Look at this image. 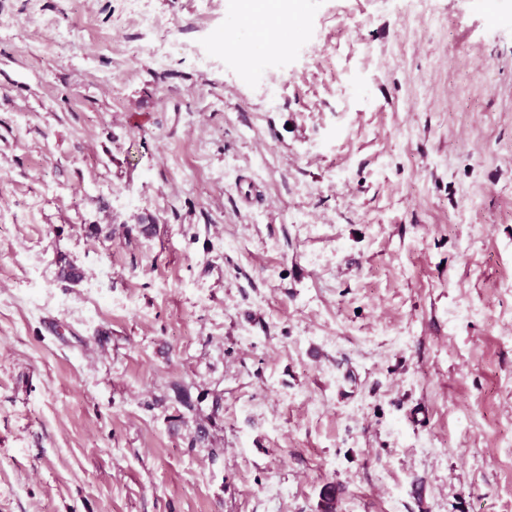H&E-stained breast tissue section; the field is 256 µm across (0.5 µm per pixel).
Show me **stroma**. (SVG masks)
<instances>
[{
  "mask_svg": "<svg viewBox=\"0 0 512 512\" xmlns=\"http://www.w3.org/2000/svg\"><path fill=\"white\" fill-rule=\"evenodd\" d=\"M0 0V512H512V0Z\"/></svg>",
  "mask_w": 512,
  "mask_h": 512,
  "instance_id": "obj_1",
  "label": "stroma"
}]
</instances>
